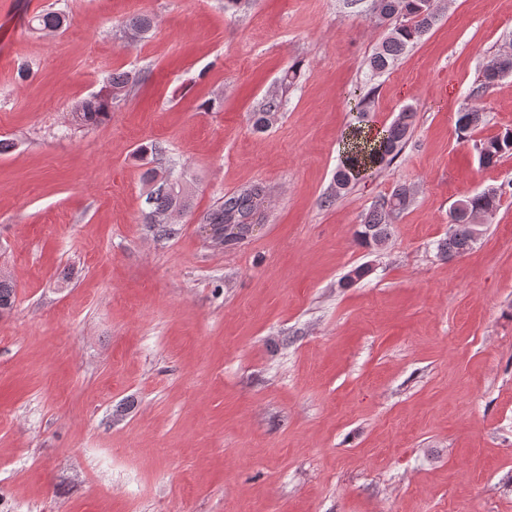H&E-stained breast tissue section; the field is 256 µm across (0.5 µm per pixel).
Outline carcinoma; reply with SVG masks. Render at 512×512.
<instances>
[{"label":"carcinoma","mask_w":512,"mask_h":512,"mask_svg":"<svg viewBox=\"0 0 512 512\" xmlns=\"http://www.w3.org/2000/svg\"><path fill=\"white\" fill-rule=\"evenodd\" d=\"M374 13L378 24H393L388 37L370 60V68L375 73L385 71L407 46L420 40L430 29L435 18L433 0H374ZM31 25L35 31H57L68 26V15L55 10L40 12L32 18ZM152 26L153 21L149 16L137 15L125 22L124 33L129 39L136 40L146 35ZM511 72L512 55H505L486 69L482 87L489 86ZM135 81L136 76L130 72L108 75L105 79L107 92L81 102L73 112L74 120L86 126H97L105 122L111 117L112 108L121 100L126 87ZM284 105L285 101L276 94L265 98L257 112L255 126L260 129L267 127ZM356 109L358 123L351 126L345 134V162L341 164L334 177L336 193L346 189L359 175V167L382 166L394 160L405 147L412 129L413 112L406 109L383 130L380 139L376 140L364 134L363 102H358ZM476 151L481 164L489 166L496 163L502 155L512 152V131L480 141L476 145ZM146 177L150 185L147 193L149 210L144 215L143 223L151 225L160 236H170L175 233V228L171 224L173 215L183 213L190 207L191 185L182 178L173 192L169 186L172 175H160L156 170L149 169L146 171ZM261 192L260 187L251 186L224 197L218 208L205 219L213 237H224L227 225L237 227L238 232L232 239L224 241V244L231 245L244 236L257 215ZM411 200L412 194L408 187H397L387 203L370 211L358 225L355 231L356 240L368 248L384 245L391 236L389 214L405 210ZM498 204L499 195L494 189H487L459 200L449 212L448 237L437 245L438 253L445 258H451L470 251L474 246V217L480 213L493 212ZM14 303V288L6 276L0 275V313L11 310Z\"/></svg>","instance_id":"carcinoma-1"}]
</instances>
